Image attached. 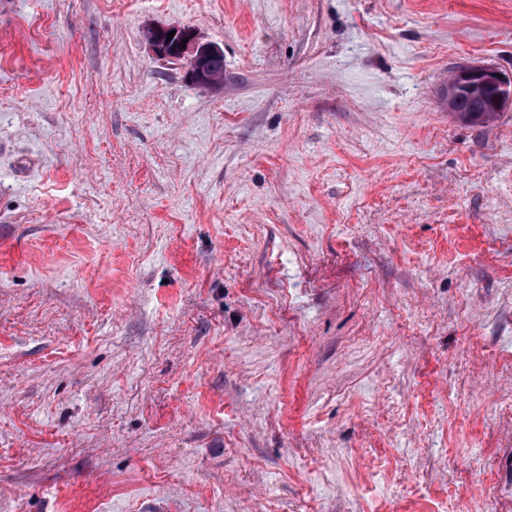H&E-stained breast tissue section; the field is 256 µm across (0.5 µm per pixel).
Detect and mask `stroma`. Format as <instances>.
Instances as JSON below:
<instances>
[{"instance_id":"1","label":"stroma","mask_w":512,"mask_h":512,"mask_svg":"<svg viewBox=\"0 0 512 512\" xmlns=\"http://www.w3.org/2000/svg\"><path fill=\"white\" fill-rule=\"evenodd\" d=\"M472 61L512 73V0H0V512H512ZM171 31H175V35L168 40L167 34ZM152 32L153 36L148 38V46L154 56L172 63H178L185 57H191L193 67L185 71V78L191 85H211L213 82L211 69L217 78L224 77V55L211 61L212 57L222 53L221 49L210 43L202 42L194 30L169 26L152 29ZM183 39H187L186 48L182 47ZM171 42H173V46H170Z\"/></svg>"}]
</instances>
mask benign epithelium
I'll list each match as a JSON object with an SVG mask.
<instances>
[{
	"instance_id": "7a95c632",
	"label": "benign epithelium",
	"mask_w": 512,
	"mask_h": 512,
	"mask_svg": "<svg viewBox=\"0 0 512 512\" xmlns=\"http://www.w3.org/2000/svg\"><path fill=\"white\" fill-rule=\"evenodd\" d=\"M172 31L175 35L167 38ZM148 46L154 56L172 63L191 58L193 67L185 71L186 80L192 85L212 84L210 61L221 53V49L201 41L194 30L180 26L155 28L153 36L148 38ZM465 93L475 98L488 96L490 103L482 108V112L468 114L461 106ZM442 100L457 121L470 125L488 124L495 120V116L512 108V75L506 77L490 64L460 66L448 79Z\"/></svg>"
}]
</instances>
